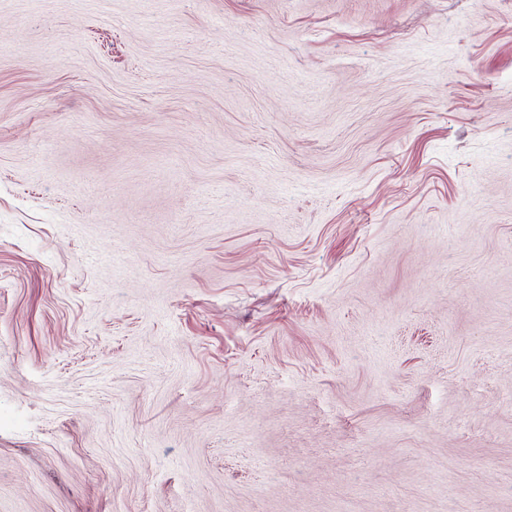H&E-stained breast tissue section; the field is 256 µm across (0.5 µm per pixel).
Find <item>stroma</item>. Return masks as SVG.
<instances>
[{
  "instance_id": "stroma-1",
  "label": "stroma",
  "mask_w": 512,
  "mask_h": 512,
  "mask_svg": "<svg viewBox=\"0 0 512 512\" xmlns=\"http://www.w3.org/2000/svg\"><path fill=\"white\" fill-rule=\"evenodd\" d=\"M0 512H512V0H0Z\"/></svg>"
}]
</instances>
